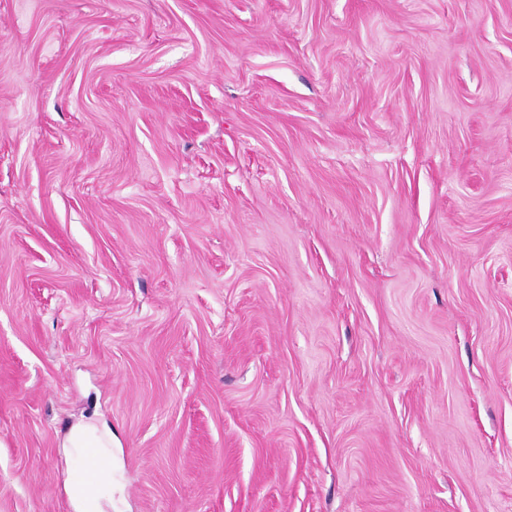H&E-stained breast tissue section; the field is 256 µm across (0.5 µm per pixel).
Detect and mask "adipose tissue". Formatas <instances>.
<instances>
[{
    "label": "adipose tissue",
    "instance_id": "obj_1",
    "mask_svg": "<svg viewBox=\"0 0 512 512\" xmlns=\"http://www.w3.org/2000/svg\"><path fill=\"white\" fill-rule=\"evenodd\" d=\"M61 446L67 463L63 490L69 512H118L124 492L122 463L108 422L80 417L70 425Z\"/></svg>",
    "mask_w": 512,
    "mask_h": 512
}]
</instances>
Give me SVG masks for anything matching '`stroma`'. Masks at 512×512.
Masks as SVG:
<instances>
[{"label": "stroma", "instance_id": "1", "mask_svg": "<svg viewBox=\"0 0 512 512\" xmlns=\"http://www.w3.org/2000/svg\"><path fill=\"white\" fill-rule=\"evenodd\" d=\"M512 512V0H0V512ZM67 463L63 490L70 512H122V463L114 451L112 428L97 416H81L60 444Z\"/></svg>", "mask_w": 512, "mask_h": 512}]
</instances>
